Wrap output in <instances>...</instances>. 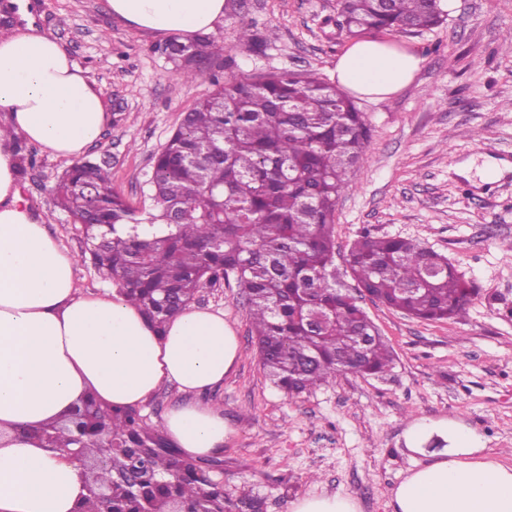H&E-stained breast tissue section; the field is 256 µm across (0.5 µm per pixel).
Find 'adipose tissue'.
<instances>
[{
  "label": "adipose tissue",
  "mask_w": 512,
  "mask_h": 512,
  "mask_svg": "<svg viewBox=\"0 0 512 512\" xmlns=\"http://www.w3.org/2000/svg\"><path fill=\"white\" fill-rule=\"evenodd\" d=\"M0 29V512H75L88 492L82 468L34 437L59 425L92 396L118 410L145 407L162 387L181 395L163 416L169 444L186 458L218 457L232 433L223 410L202 401L236 363L238 339L223 312L186 308L157 332L118 289H78L76 262L24 198L16 140L53 157L76 159L112 115L95 83L52 34L30 23ZM114 16L159 34L214 30L224 0H109ZM422 57L372 39L352 43L336 61V80L368 98L413 80ZM437 459L416 462L397 486L393 512H512V461L484 454L480 436L451 423L435 426Z\"/></svg>",
  "instance_id": "ef3b65f1"
}]
</instances>
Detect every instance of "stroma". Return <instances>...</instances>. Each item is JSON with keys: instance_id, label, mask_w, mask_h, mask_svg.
Instances as JSON below:
<instances>
[{"instance_id": "obj_1", "label": "stroma", "mask_w": 512, "mask_h": 512, "mask_svg": "<svg viewBox=\"0 0 512 512\" xmlns=\"http://www.w3.org/2000/svg\"><path fill=\"white\" fill-rule=\"evenodd\" d=\"M35 25L62 41L95 80L111 125L87 147L109 155L112 185L135 208L150 206L153 158L206 94V80L177 78L162 53L169 36L119 20L108 0H37ZM448 17L419 33L393 34L424 63L411 84L381 100L357 98L372 127L367 161L356 169L336 208L340 254L364 231L423 243L448 257L478 290L456 317L422 321L385 305L362 306L386 338L395 365L386 378L338 375L295 396L267 378L234 285L201 289L195 308L223 311L241 356L207 400L233 429L224 469L230 495L249 489L265 512H290L292 501L323 492L354 497L361 512L389 504L418 455L407 448L415 422L449 421L474 430L488 452L512 454V0H447ZM336 0H225L210 34L224 53L211 72L259 78L274 71L318 72L334 79L352 42L335 23ZM258 40L246 47L241 28ZM274 41H266L268 30ZM500 169L483 181L485 163ZM71 164L38 152L25 196L53 239L76 258L81 292L111 288L92 265L84 235L54 204L52 188Z\"/></svg>"}]
</instances>
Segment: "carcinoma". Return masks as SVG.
I'll return each mask as SVG.
<instances>
[{
  "label": "carcinoma",
  "mask_w": 512,
  "mask_h": 512,
  "mask_svg": "<svg viewBox=\"0 0 512 512\" xmlns=\"http://www.w3.org/2000/svg\"><path fill=\"white\" fill-rule=\"evenodd\" d=\"M336 25L354 37L421 31L448 16L441 0H337ZM163 51L176 74L196 81L223 54L216 42L172 41ZM185 113L157 153L152 205L135 210L112 187L107 156L68 167L52 189L56 205L82 226L94 267L112 277L128 302L159 331L197 292L234 281L263 370L288 395L351 372L383 376L393 351L353 295L336 286L334 224L350 174L366 160L370 126L348 94L316 72L231 74ZM20 174L37 166L16 145ZM98 195L89 199L86 188ZM112 225L101 241L100 225ZM356 287L408 316L443 320L476 294L444 255L402 237L365 231L346 254ZM112 433L107 481L140 467L150 473L112 512H160L173 497L207 512H264L246 491L230 498L197 462L167 446L160 430L135 411H107L106 424L66 418L48 444L78 437L101 448Z\"/></svg>",
  "instance_id": "1"
}]
</instances>
